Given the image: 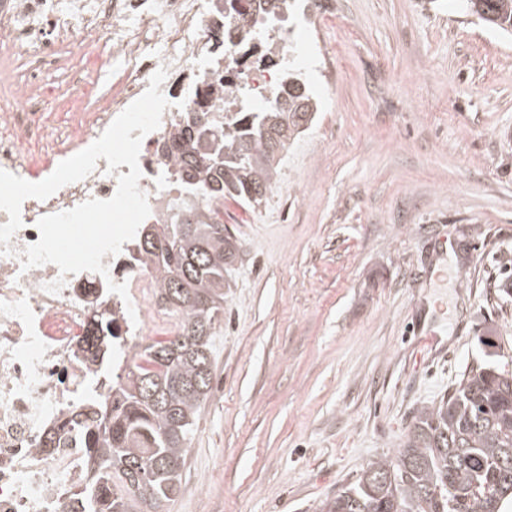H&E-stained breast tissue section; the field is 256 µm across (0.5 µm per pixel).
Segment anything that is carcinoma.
<instances>
[{"label": "carcinoma", "mask_w": 512, "mask_h": 512, "mask_svg": "<svg viewBox=\"0 0 512 512\" xmlns=\"http://www.w3.org/2000/svg\"><path fill=\"white\" fill-rule=\"evenodd\" d=\"M253 42L258 11H291L294 0H223ZM472 15L512 33V0H465ZM318 104L291 67L259 112L222 122L187 112L162 150L169 177L188 196L144 224L132 257L155 273L156 298L182 317L180 334L144 346L102 402L72 414L84 432L90 485L73 512H165L180 491L196 422L209 397L212 337L242 245L224 224V201L254 207L270 192L284 151L309 128ZM200 191L206 198L195 200ZM318 512H512V372L487 362L448 396L420 409L396 451L369 464Z\"/></svg>", "instance_id": "obj_1"}]
</instances>
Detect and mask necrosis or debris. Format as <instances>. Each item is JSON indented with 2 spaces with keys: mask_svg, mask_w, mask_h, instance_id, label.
I'll return each mask as SVG.
<instances>
[{
  "mask_svg": "<svg viewBox=\"0 0 512 512\" xmlns=\"http://www.w3.org/2000/svg\"><path fill=\"white\" fill-rule=\"evenodd\" d=\"M222 0H72L70 10L57 0H0V86L20 96V107L0 115V170L30 181L47 178L58 164L90 146L112 121L147 89L151 76L166 68L161 89L169 102L159 128L141 143L138 183L151 217L164 204L181 199L169 180L171 161L159 150L183 112H253L280 86L285 63L310 61L298 49L287 14L257 15L270 29V41L243 43L222 31ZM111 38L112 84L95 107L75 113L65 132L48 130L42 116L44 71L55 69L71 46L83 59L97 54ZM247 85L241 97L239 85ZM44 141V160L27 151ZM105 159L82 181L60 188L47 199H25L22 228L0 255V512H69L72 494L88 482L86 455L78 429L61 436L56 448L43 445L46 432L73 410L105 400L113 361L130 363L156 328L175 330L177 322L156 302L150 270L127 256H104L108 275L83 271L61 274L45 264L23 269L20 251L40 239L36 227L47 214L91 199L111 198L118 174ZM62 281L58 293L45 286ZM126 283L127 297L108 289ZM114 317L125 340L109 346L106 357L92 359L86 345L98 315Z\"/></svg>",
  "mask_w": 512,
  "mask_h": 512,
  "instance_id": "necrosis-or-debris-1",
  "label": "necrosis or debris"
}]
</instances>
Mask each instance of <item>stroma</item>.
<instances>
[{
  "instance_id": "1",
  "label": "stroma",
  "mask_w": 512,
  "mask_h": 512,
  "mask_svg": "<svg viewBox=\"0 0 512 512\" xmlns=\"http://www.w3.org/2000/svg\"><path fill=\"white\" fill-rule=\"evenodd\" d=\"M295 38L319 110L260 205L224 204L241 260L166 512H315L488 352L512 365V38L463 0H336Z\"/></svg>"
}]
</instances>
